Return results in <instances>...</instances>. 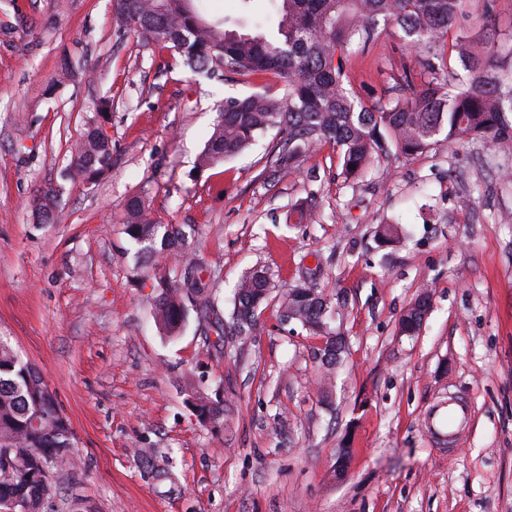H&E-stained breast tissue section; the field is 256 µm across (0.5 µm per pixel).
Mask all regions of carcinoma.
<instances>
[{"label":"carcinoma","mask_w":512,"mask_h":512,"mask_svg":"<svg viewBox=\"0 0 512 512\" xmlns=\"http://www.w3.org/2000/svg\"><path fill=\"white\" fill-rule=\"evenodd\" d=\"M191 0V9L159 11V0H119L116 16L142 37L178 53L194 72H230L241 76L271 73L284 79L280 98L255 92L224 100L199 167L227 162L276 128L284 143L276 158L280 172L297 158L331 141L339 147L346 175L357 179L376 157L420 154L445 140L497 136L512 129V43L492 38L477 51L461 35L466 0H271L273 15L253 23L249 32L208 20ZM403 44L428 53L423 64L435 70L449 33L463 72L453 67L443 77L416 87L408 76L393 90L395 101L368 103L346 87L348 48L366 47L386 28ZM112 143L87 128L73 150L82 176L93 179L107 170ZM125 233L148 258L182 257L177 274L165 278L155 318L171 337L180 333L189 310L214 308L207 267L186 252L187 235L177 224H160L133 197L126 204ZM272 290L268 271L256 267L237 283L232 327L239 336L257 330L258 311ZM282 308L312 336L324 338L323 367L336 366L334 305L310 282L286 291ZM74 443L69 419L35 366L0 336V512H45L54 495L51 468L66 461L60 448Z\"/></svg>","instance_id":"1"}]
</instances>
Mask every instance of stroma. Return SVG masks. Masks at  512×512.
Segmentation results:
<instances>
[{"instance_id": "1", "label": "stroma", "mask_w": 512, "mask_h": 512, "mask_svg": "<svg viewBox=\"0 0 512 512\" xmlns=\"http://www.w3.org/2000/svg\"><path fill=\"white\" fill-rule=\"evenodd\" d=\"M463 34L512 38V0ZM73 69L61 74L63 58ZM135 34L113 0H0V336L42 373L74 430L48 512H512V133L373 160L351 179L327 142L275 171L277 130L197 171L225 98L282 96V79L206 78ZM394 30L353 47L349 87L385 95L403 68L430 80ZM112 140V167L75 174L87 125ZM55 190L56 223L34 200ZM140 197L182 225L217 308L177 338L153 318L160 271L136 270L124 207ZM308 219L290 224L291 209ZM392 224L381 243L379 225ZM269 269L282 294L313 269L344 301L346 348L321 385L320 337L291 328L275 300L242 340L234 287ZM415 336L399 321L422 291ZM465 401L449 449L425 412ZM224 415L199 417L197 400ZM351 449L344 478L337 451Z\"/></svg>"}]
</instances>
